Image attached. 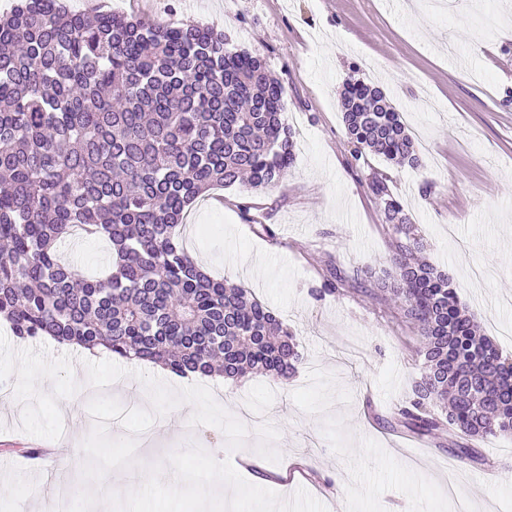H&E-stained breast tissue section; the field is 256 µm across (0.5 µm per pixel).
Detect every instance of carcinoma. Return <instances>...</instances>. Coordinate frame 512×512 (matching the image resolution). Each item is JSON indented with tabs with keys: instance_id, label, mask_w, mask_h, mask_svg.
<instances>
[{
	"instance_id": "1",
	"label": "carcinoma",
	"mask_w": 512,
	"mask_h": 512,
	"mask_svg": "<svg viewBox=\"0 0 512 512\" xmlns=\"http://www.w3.org/2000/svg\"><path fill=\"white\" fill-rule=\"evenodd\" d=\"M283 94L260 56L211 28L16 0L0 18V318L13 335L103 346L179 376L294 375L293 331L248 289L211 277L178 233L209 189L268 187L292 164ZM340 105L354 159L420 164L379 87L348 83ZM369 189L391 231L393 270L378 285L421 337V380L399 422L459 437L477 461L474 442L512 434V364L422 255L387 176L372 173ZM77 228L109 243L107 274L60 258ZM344 282L330 269L318 294Z\"/></svg>"
}]
</instances>
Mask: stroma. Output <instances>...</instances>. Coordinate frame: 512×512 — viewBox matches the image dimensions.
I'll list each match as a JSON object with an SVG mask.
<instances>
[{
	"label": "stroma",
	"mask_w": 512,
	"mask_h": 512,
	"mask_svg": "<svg viewBox=\"0 0 512 512\" xmlns=\"http://www.w3.org/2000/svg\"><path fill=\"white\" fill-rule=\"evenodd\" d=\"M112 0L113 11L223 33L230 46L260 55L284 87L294 162L272 186L219 188L198 201L182 230L188 253L208 271L248 288L297 335V373L271 381L249 375L232 400L216 401L249 429L232 463L248 458L247 481L290 497L280 482L290 461L309 470L303 487L328 512H512V435L478 442L481 462L460 461L448 436L404 433L397 412L421 376L418 336L384 300L369 270L389 266L384 216L368 189L390 178L426 257L454 279L485 335L512 359V0ZM384 87L421 157L396 166L353 159L339 109L346 82ZM250 207L242 218L241 204ZM268 225L272 236L251 224ZM64 256L85 274L104 272L105 241L72 239ZM359 279L357 290L314 296L326 268ZM78 350L23 341L0 322V512L14 489L35 485L30 451L54 447L72 429L69 400L88 403ZM49 368L55 391L31 400L12 385L19 369ZM212 426L138 436L142 466L172 449L224 443ZM463 478L455 498L443 480Z\"/></svg>",
	"instance_id": "stroma-1"
}]
</instances>
